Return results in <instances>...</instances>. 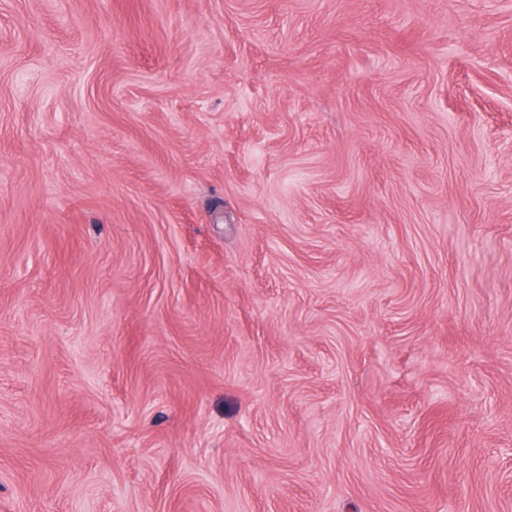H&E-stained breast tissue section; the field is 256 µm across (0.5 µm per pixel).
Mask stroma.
I'll return each instance as SVG.
<instances>
[{"label": "stroma", "mask_w": 512, "mask_h": 512, "mask_svg": "<svg viewBox=\"0 0 512 512\" xmlns=\"http://www.w3.org/2000/svg\"><path fill=\"white\" fill-rule=\"evenodd\" d=\"M0 512H512V0H0Z\"/></svg>", "instance_id": "1"}]
</instances>
